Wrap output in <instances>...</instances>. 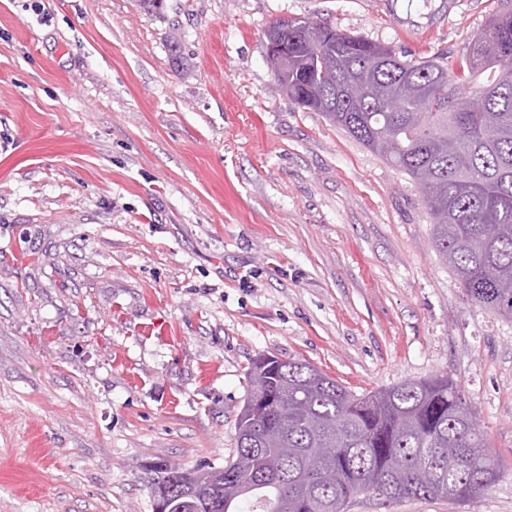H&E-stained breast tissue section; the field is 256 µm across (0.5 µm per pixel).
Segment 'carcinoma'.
I'll return each instance as SVG.
<instances>
[{
	"mask_svg": "<svg viewBox=\"0 0 512 512\" xmlns=\"http://www.w3.org/2000/svg\"><path fill=\"white\" fill-rule=\"evenodd\" d=\"M288 30L293 100L322 112L395 169L414 180L433 218L434 243L472 303L512 320V291L485 275L489 267L512 283V11L491 19L473 38L468 75L448 68L442 54L402 61L388 46L322 22L315 30L297 17ZM481 95L498 118L490 130L468 110ZM399 102L387 111L385 99ZM493 225L496 235L486 237ZM247 370L273 399L236 419L235 455L197 471L162 462L150 493L194 502L202 512H340L359 487L384 504L406 499L467 502L501 477L487 434L469 421L470 404L446 375L403 381L389 393L358 400L345 386L301 358L262 371ZM277 421L282 437L266 439ZM341 432L336 455L321 458L320 441ZM465 464L448 469V454Z\"/></svg>",
	"mask_w": 512,
	"mask_h": 512,
	"instance_id": "obj_1",
	"label": "carcinoma"
}]
</instances>
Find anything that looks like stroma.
I'll use <instances>...</instances> for the list:
<instances>
[{"label":"stroma","instance_id":"obj_1","mask_svg":"<svg viewBox=\"0 0 512 512\" xmlns=\"http://www.w3.org/2000/svg\"><path fill=\"white\" fill-rule=\"evenodd\" d=\"M507 7L0 0V512H153L155 464L223 466L270 353L358 394L447 375L500 458L481 498L347 512H512V321L439 261L408 175L278 88L264 37L317 18L458 62Z\"/></svg>","mask_w":512,"mask_h":512}]
</instances>
